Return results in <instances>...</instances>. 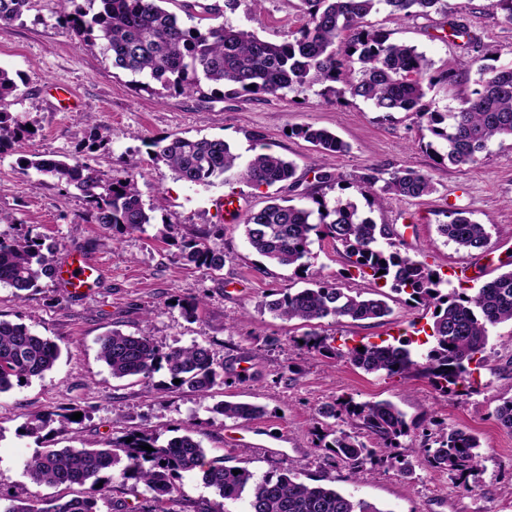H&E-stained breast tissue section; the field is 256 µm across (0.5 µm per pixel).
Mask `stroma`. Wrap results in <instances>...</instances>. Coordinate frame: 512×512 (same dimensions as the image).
Instances as JSON below:
<instances>
[{"instance_id":"obj_1","label":"stroma","mask_w":512,"mask_h":512,"mask_svg":"<svg viewBox=\"0 0 512 512\" xmlns=\"http://www.w3.org/2000/svg\"><path fill=\"white\" fill-rule=\"evenodd\" d=\"M168 0L167 10L192 11L194 26L221 23L279 42L304 21L300 0ZM488 0H448L447 11L397 20L380 12L372 24L391 41L416 46L438 77L428 99L434 109L454 111L477 86L473 60L488 48L498 62L512 64V23L491 13ZM62 0H32L20 20L0 29V67L18 75L14 114L32 124L33 136L0 154V238L41 240L55 263L80 254L99 264L101 273L88 294L71 295L55 279L17 295L0 284V319L30 326L55 343L61 357L43 377L0 394V491L39 505L56 497H86L89 485L49 487L33 483L25 463L47 448H108L114 440L152 431L160 440L189 434L211 461L244 467L255 477L299 472L311 484H323L370 501L382 512H512V432L501 427L495 410L512 398V324L489 331L486 362L476 370L469 395L440 393L425 378L370 374L333 355L309 351L299 343L306 330L327 336L337 348L360 342L393 340L417 327L416 342L427 339L431 318L392 294V312L378 320H334L303 326L275 318L265 307L271 294L308 287L305 274L271 264L255 253L236 223L224 220L222 201L235 194L244 210L256 211L270 196L310 205L312 198H348L368 210L379 224L395 228L401 251L438 270L450 284L465 273L480 287L512 269V138L490 143L478 165L437 163L425 145L430 135L403 112L383 118L362 99L335 101L316 89L287 91L253 98L232 94L209 100L170 95L159 85L143 88L135 76L115 68L99 46H76L61 22ZM467 37L449 34L451 24ZM304 125L335 132L347 152L329 158L331 171L351 179L373 166L392 172L410 167L428 173L436 187L431 195L393 196L383 207L368 209L355 190L315 180L309 166L311 145L288 136ZM169 137L220 138L242 160L273 153L297 166L295 187H253L227 173L206 187L176 180L155 160L153 141ZM32 156H63L89 165L103 180L134 176L141 198L152 207L153 220L140 230L120 234L90 220L89 205L75 188L57 185L23 161ZM452 211L488 225L486 251L456 249L438 227ZM223 228L214 243L224 250L222 271L185 264L183 241L206 229ZM311 272L370 296V278L346 277L348 259L342 246L313 240ZM195 305L186 316L185 305ZM147 330L163 348L204 345L216 364L232 363L236 375L208 395L173 385L167 369L150 379L113 378L99 360V340L111 331ZM348 395L356 401L388 400L407 421L429 427L460 428L475 435L485 456L480 485L464 490L448 471L416 466L406 474L390 464L373 466L360 479L323 447L325 426L318 411ZM263 407L248 423L224 418L221 401ZM83 414L76 429L60 430L58 416ZM50 417L41 437L28 435L35 416ZM167 512H245V500L221 498L200 472L183 473Z\"/></svg>"}]
</instances>
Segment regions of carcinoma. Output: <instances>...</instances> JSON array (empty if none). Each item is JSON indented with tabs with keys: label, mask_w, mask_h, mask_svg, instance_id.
Here are the masks:
<instances>
[{
	"label": "carcinoma",
	"mask_w": 512,
	"mask_h": 512,
	"mask_svg": "<svg viewBox=\"0 0 512 512\" xmlns=\"http://www.w3.org/2000/svg\"><path fill=\"white\" fill-rule=\"evenodd\" d=\"M63 0V17L82 45L100 44L112 66L141 75L144 85L160 84L168 94L186 95L200 101L231 88L236 95H276L294 88L322 87L321 94L337 99L360 97L376 111L390 115L407 112L426 124L434 140L428 147L440 162L452 166L480 163L487 145L498 136H512V67L481 64L478 88L464 98L455 112L442 114L426 101L435 76L425 54L389 37L368 23L367 17L384 8L399 18L426 15L447 6V0H301L306 5L305 22L281 42H270L255 33L226 22L205 31L186 25L176 14L162 8L166 0ZM31 0H0V29L21 18ZM18 84L0 67V148H11L32 134L27 123L8 111ZM291 134L316 147L318 158L311 171L321 183L334 182L340 190L361 194L371 207H382L391 196L420 198L432 193V179L415 169L402 168L389 174L367 167L347 182L327 170L329 156L347 150V145L325 128L305 125ZM154 159L163 162L175 178L197 186L237 168L241 180L253 187L282 183L294 187L295 165L284 158L258 153L245 165L222 139L176 137L152 143ZM26 166L59 185L73 186L87 198L94 223L120 233L151 223L137 184L130 177L104 182L89 166L63 159L36 156ZM314 206L272 202L242 220L249 246L260 256L283 267L305 272L310 264L312 237L330 239L343 247L349 267L369 277L377 288L406 294L416 305L431 312L432 345L415 357L410 341L398 344L364 343L336 351L366 373L388 377L412 374L427 378L444 393L470 388L474 367L486 360L489 327L512 323V269L471 291L448 290V281L428 264L397 248L396 233L388 224H377L350 200L329 203L322 198ZM439 233L457 247L484 250L489 244L487 225L476 223L461 212L449 214ZM180 258L213 272L224 269V249L197 237L182 245ZM50 253L33 237L0 239V284L18 291L39 287V281L54 277ZM268 310L285 321L312 323L326 318L354 321L383 318L390 308L382 299L352 293L320 277L312 287L283 292L266 303ZM303 345L319 353L331 351L328 337L315 331L302 337ZM60 357L59 348L24 324L0 320V393L42 377ZM98 358L112 377L148 379L160 367L170 379L201 394L208 393L221 375L214 367L211 350L200 344L163 350L146 331L126 334L118 330L100 339ZM224 418L249 422L263 414L255 405L225 400L216 406ZM326 419H347L363 434L334 431L326 448L355 477L367 465L388 457L404 473L414 464L448 471L468 487L469 478L480 470L482 455L477 439L462 429L441 431L432 443L413 448L401 442L411 436L413 424L390 401L356 402L339 398L321 408ZM110 448L49 449L26 464L27 476L37 484L71 486L91 483L93 494L64 503L50 500L41 508L15 504L6 512H99L98 501L108 499L114 477L142 482L155 493V501L170 499L176 480L198 470L204 483L223 499H238L248 493L247 512H386L364 499L334 488L310 485L298 473L288 471L261 479L246 468L206 461L199 441L182 435L158 443L148 431L127 434ZM150 446L149 452L144 446ZM123 468H118L122 461Z\"/></svg>",
	"instance_id": "carcinoma-1"
}]
</instances>
